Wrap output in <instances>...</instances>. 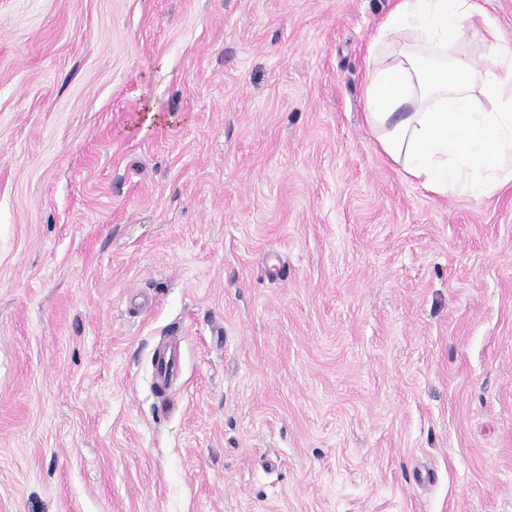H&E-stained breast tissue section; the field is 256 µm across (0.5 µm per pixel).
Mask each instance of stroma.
I'll list each match as a JSON object with an SVG mask.
<instances>
[{"instance_id": "1", "label": "stroma", "mask_w": 512, "mask_h": 512, "mask_svg": "<svg viewBox=\"0 0 512 512\" xmlns=\"http://www.w3.org/2000/svg\"><path fill=\"white\" fill-rule=\"evenodd\" d=\"M389 8L0 0V512H512V187L376 150ZM183 350L179 341L157 345L152 355L153 393L162 397L168 386L182 376Z\"/></svg>"}]
</instances>
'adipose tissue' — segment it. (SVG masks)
I'll return each mask as SVG.
<instances>
[{
    "instance_id": "adipose-tissue-1",
    "label": "adipose tissue",
    "mask_w": 512,
    "mask_h": 512,
    "mask_svg": "<svg viewBox=\"0 0 512 512\" xmlns=\"http://www.w3.org/2000/svg\"><path fill=\"white\" fill-rule=\"evenodd\" d=\"M370 55L364 121L406 179L475 199L512 184V43L482 0H393Z\"/></svg>"
}]
</instances>
